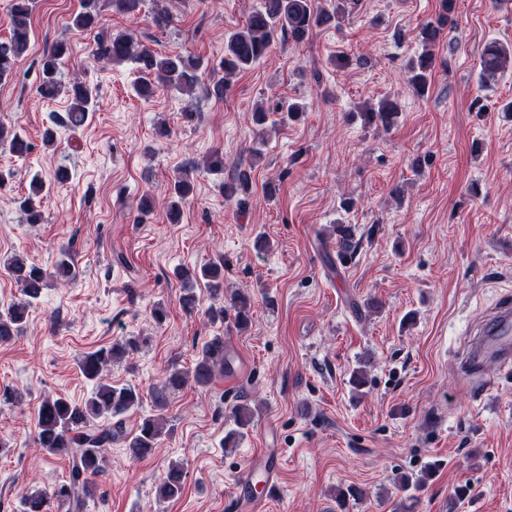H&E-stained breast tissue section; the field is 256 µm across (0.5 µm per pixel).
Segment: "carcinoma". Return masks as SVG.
I'll return each instance as SVG.
<instances>
[{"mask_svg":"<svg viewBox=\"0 0 512 512\" xmlns=\"http://www.w3.org/2000/svg\"><path fill=\"white\" fill-rule=\"evenodd\" d=\"M441 12L435 21L422 27L420 35L423 51L410 59L408 83L416 94L423 96L429 89V79L434 68V54L430 47L435 44L443 30L452 22L454 0H440ZM143 0H80V11L73 18V25L79 29H91L99 22L103 6L120 13L133 14L141 10ZM314 0H261L260 6L248 17L242 29L233 31L224 38V58L218 66L192 54H160L139 44L126 32L113 33L97 42L92 56L98 61L113 64L134 61L146 75L138 86L141 97L149 99L160 87L179 94L195 91L200 86L203 72H210L207 86L209 95L218 99L224 97V90L230 75L248 69L263 59L281 36H286L296 44L309 40L313 31L331 24L342 13L341 6L333 11L318 10ZM36 0H10L9 36L0 40V80L15 73L19 63L25 59L30 44L31 23ZM151 22L158 28L167 29L175 22L167 0H153ZM68 54V46L58 41L48 48L40 60V79L37 92L45 98H54L65 92L69 105L61 121L70 126L82 125L90 112L93 102V89L86 83L76 80L63 87L57 78L62 60ZM512 63V52L501 44L487 43L480 55L482 75L492 77L505 70ZM399 114L398 104L385 99L378 108L364 113L368 124L391 126ZM0 145L25 156L31 152L30 143L14 129L0 124ZM45 181L40 177L31 180V194L19 199V208L30 224H38L42 219L38 209V197L45 190ZM252 188L251 173L240 170L231 182L223 185L224 195L233 198L246 194ZM191 182L182 178L174 182L169 217L177 221L181 207L189 198ZM337 254L342 260L352 257L357 251L351 227L338 228ZM11 276L21 283L24 299L0 311V342H7L19 334L32 302L38 299L50 277L70 280L74 275L72 258L63 253L54 273L28 265L19 257L4 262ZM223 265L212 263L198 271L184 269L180 272L183 294L182 307L194 311L200 304L195 285L202 282L213 298L224 295ZM250 295L237 294L230 308L222 306L209 308L208 315L213 321L232 317L240 328L248 326L252 318ZM138 342L134 338H120L112 346L102 347L84 355L79 368L86 379L93 383L89 397L75 402L64 397L47 396L42 399L37 413V447L50 455L65 454L69 458L70 471L67 479L48 493L40 489L28 488L21 496L22 512H52L66 509V512H81L86 501L96 494L95 477L103 471L105 448L115 441H122L130 456L136 459L153 455L165 435L161 417L144 420L135 433L126 432L124 415L139 406L142 392L128 385H116L104 377L108 365L117 359L135 352ZM224 369V338L215 336L202 347L194 366L188 370L173 369L150 392L155 407L166 408L168 395L192 382L197 386L209 385L217 370ZM184 488V471L180 464L167 466L157 489L163 499L178 498Z\"/></svg>","mask_w":512,"mask_h":512,"instance_id":"carcinoma-1","label":"carcinoma"}]
</instances>
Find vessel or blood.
I'll return each mask as SVG.
<instances>
[{"label": "vessel or blood", "mask_w": 512, "mask_h": 512, "mask_svg": "<svg viewBox=\"0 0 512 512\" xmlns=\"http://www.w3.org/2000/svg\"><path fill=\"white\" fill-rule=\"evenodd\" d=\"M470 375L459 384L460 389L476 403L482 402L494 384V378L512 371V294L504 293L485 320L480 336L466 353ZM280 454L277 450H261L249 464L238 481L235 493L244 504L254 506L255 501L247 494L255 476H262L267 495L278 490L277 476Z\"/></svg>", "instance_id": "b4317fda"}]
</instances>
